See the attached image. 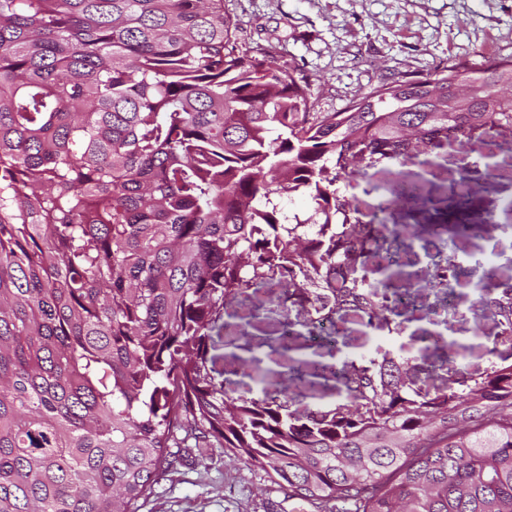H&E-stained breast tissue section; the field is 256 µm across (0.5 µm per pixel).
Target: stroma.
<instances>
[{
  "instance_id": "obj_1",
  "label": "stroma",
  "mask_w": 512,
  "mask_h": 512,
  "mask_svg": "<svg viewBox=\"0 0 512 512\" xmlns=\"http://www.w3.org/2000/svg\"><path fill=\"white\" fill-rule=\"evenodd\" d=\"M225 8L241 21L238 45L267 52L306 80L319 112H337L384 83L417 79L450 62H475L512 56V0H225ZM425 177L432 198L398 223L415 226L447 224L448 189L461 169L472 166V155L444 147L432 157ZM490 174L475 177L469 223L474 231L455 240L456 250L495 259L499 278L512 279V137L502 139ZM500 225L495 239L479 223ZM434 259L420 256L405 275L392 279L402 288L413 285L417 311L402 335L387 337L379 328L346 318L338 350L284 337L279 318L265 302L264 288H252V305L244 320L247 337L228 344L227 329H211L210 354L214 377L228 393H257L260 386L239 373V361L260 358L276 382L284 366L304 373L300 410L333 401L339 384L322 371L338 353L360 355L380 350L411 349L412 339L433 335L436 347L416 355L418 385H459L484 372L490 362L512 363V344L498 341L500 327L493 307L478 304L457 316L436 319L443 294L429 292ZM294 504L264 472L230 462L221 448L183 449L179 462L155 485L139 512H290Z\"/></svg>"
}]
</instances>
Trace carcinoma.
<instances>
[{
  "label": "carcinoma",
  "mask_w": 512,
  "mask_h": 512,
  "mask_svg": "<svg viewBox=\"0 0 512 512\" xmlns=\"http://www.w3.org/2000/svg\"><path fill=\"white\" fill-rule=\"evenodd\" d=\"M240 26L224 0H0V512H139L172 449L214 445L320 512H512V363L428 389L391 350L343 358L345 398L299 412L227 394L208 358L255 284L286 332L297 308L308 332L362 312L402 332L398 253L341 184L512 132V57L315 112ZM409 180L371 211L411 210ZM453 278L447 257L430 287Z\"/></svg>",
  "instance_id": "1"
}]
</instances>
